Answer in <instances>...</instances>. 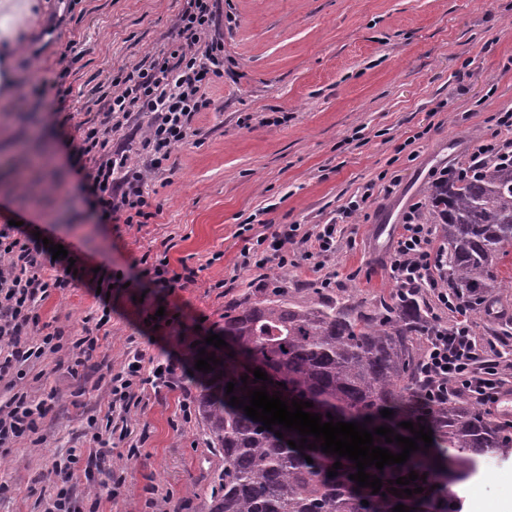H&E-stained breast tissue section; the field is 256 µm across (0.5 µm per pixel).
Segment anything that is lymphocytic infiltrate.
I'll list each match as a JSON object with an SVG mask.
<instances>
[{"mask_svg":"<svg viewBox=\"0 0 512 512\" xmlns=\"http://www.w3.org/2000/svg\"><path fill=\"white\" fill-rule=\"evenodd\" d=\"M213 0H186L167 49L151 61L141 62L110 82L103 92L104 107L98 121L78 126V135L67 146L78 160L74 173L86 213L98 222L123 220L144 225L160 207L144 189L145 171H162L172 150L193 136L194 118L208 111V91L224 79V39L216 34ZM149 117L141 147L145 170L131 168L126 150L112 146V134L133 113ZM419 210L410 211L400 226L388 269L399 286L429 292L437 308L452 313L451 322L437 325L426 339L420 364L422 387L419 409L466 395L488 413L498 414L505 386V361L499 350L503 337L478 342L474 333L477 307L457 300L450 289L440 287L437 272L442 265L435 249L432 225L421 223ZM338 229L325 224L316 232H302L300 225H287L267 237L257 236L245 248V261L263 266L288 264V246L302 240L313 246V257L333 251ZM69 275L59 261L34 235L16 234L13 226L0 228V381L24 378V365L31 358L70 350L75 366L93 359L101 346L100 336L68 337L64 331L41 324L38 304L52 291L65 290ZM174 362L148 361L141 352L129 355L122 371L109 381L110 412H128L144 386L171 387ZM44 416L41 405L27 392L14 394L8 408H0V451L12 448L18 439L38 433Z\"/></svg>","mask_w":512,"mask_h":512,"instance_id":"lymphocytic-infiltrate-1","label":"lymphocytic infiltrate"}]
</instances>
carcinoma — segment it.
<instances>
[{"label":"carcinoma","mask_w":512,"mask_h":512,"mask_svg":"<svg viewBox=\"0 0 512 512\" xmlns=\"http://www.w3.org/2000/svg\"><path fill=\"white\" fill-rule=\"evenodd\" d=\"M427 199L423 221L436 225L443 241L448 287L467 304L495 300L507 286L499 267L512 247V162H484L467 175L437 182ZM396 296L394 303L380 298L365 306L318 290L301 301L283 292L249 299L224 315L228 347L243 361L259 364L268 380H254L244 366L222 355L213 371L194 377L206 444L224 455L208 512H393L398 504L462 512L452 487L473 479L478 464L488 459L512 461V424L494 421L476 402L450 398L427 412L432 446L411 453L393 475L427 474L424 491L400 498L390 488L416 485L392 486L384 479L374 494L349 478L357 472L355 464L342 465L330 478V468L318 457L287 444L301 435L291 431L280 439L229 404L227 383L233 382L239 399L264 387L271 395L278 391L313 403L308 412L324 423L330 413L336 422L364 423L370 431L379 426L404 431L400 423L411 419L416 406L431 321L422 292ZM385 408L393 411L391 417L381 416Z\"/></svg>","instance_id":"cac0c4a2"}]
</instances>
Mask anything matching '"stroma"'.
Returning <instances> with one entry per match:
<instances>
[{
	"label": "stroma",
	"instance_id": "35a3bbf8",
	"mask_svg": "<svg viewBox=\"0 0 512 512\" xmlns=\"http://www.w3.org/2000/svg\"><path fill=\"white\" fill-rule=\"evenodd\" d=\"M183 6L47 0L15 63L26 81L67 55L63 110L0 115V225L19 221L77 250L70 287L41 302L40 320L81 336L109 312L99 354L114 373L134 349L160 361L190 353L222 334L233 306L319 287L326 273L333 290L351 289L364 304L389 293L397 236L376 226L402 224L425 205L442 170L494 139L499 113L512 110V0H217L224 81L209 89L196 136L147 179L160 214L139 228L75 217L63 135L100 112L98 87L167 45ZM370 184L323 272L298 242L287 267L244 264L241 225L267 236L287 224L311 230ZM162 253L174 270L197 268L195 283L154 287L148 271ZM115 273L124 287L98 292ZM20 386L47 411L40 442L0 453V512H46L55 462L71 448L94 451L96 432L110 451L100 469L75 466L70 493L82 512H208L224 458L208 448L198 416L181 410L198 394L187 366L174 388L145 387L111 423L107 382L92 368L72 375L67 351L40 359ZM483 479L470 484L464 512H512V464L491 463Z\"/></svg>",
	"mask_w": 512,
	"mask_h": 512
}]
</instances>
